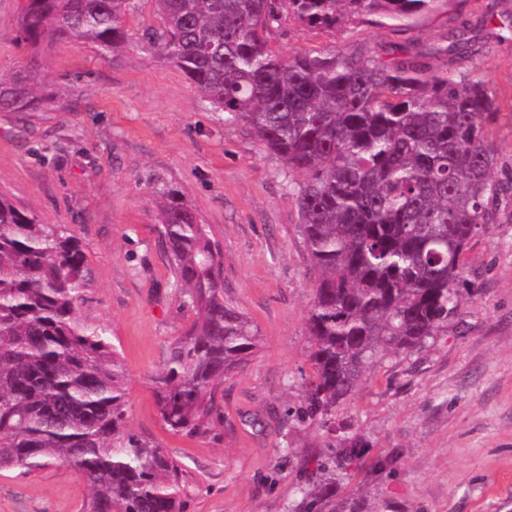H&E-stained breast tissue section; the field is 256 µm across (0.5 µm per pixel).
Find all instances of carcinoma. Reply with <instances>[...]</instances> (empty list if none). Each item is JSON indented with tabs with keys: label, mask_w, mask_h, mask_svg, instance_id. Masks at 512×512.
<instances>
[{
	"label": "carcinoma",
	"mask_w": 512,
	"mask_h": 512,
	"mask_svg": "<svg viewBox=\"0 0 512 512\" xmlns=\"http://www.w3.org/2000/svg\"><path fill=\"white\" fill-rule=\"evenodd\" d=\"M162 33L150 45L224 121L248 125L293 176L300 233L316 273L307 315L313 375L298 421L333 424L336 404L373 358L408 352L460 308L467 252L512 206L494 175L486 126L495 91L429 60L481 53L469 22L450 41L377 58L300 50L284 58L268 34L284 18L332 32L346 18L409 26L453 0H154ZM134 0H21L14 45L22 69L0 77V112L38 102L46 49L77 37L122 48ZM161 244L181 305L194 320L149 377L167 431L204 436L216 394L259 345L224 301L209 225L176 199ZM90 279L79 239L0 196V470L57 465L91 489L83 512H184V470L127 426L126 369L109 330L78 316ZM341 457L300 487L304 512H325L361 436H337Z\"/></svg>",
	"instance_id": "1"
}]
</instances>
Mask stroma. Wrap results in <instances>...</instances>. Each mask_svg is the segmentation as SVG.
<instances>
[{"label":"stroma","instance_id":"stroma-1","mask_svg":"<svg viewBox=\"0 0 512 512\" xmlns=\"http://www.w3.org/2000/svg\"><path fill=\"white\" fill-rule=\"evenodd\" d=\"M18 0H0V75L23 65L12 42ZM512 0H454L409 27L347 20L320 32L284 20L269 34L284 56L339 49L390 58L445 42L455 21ZM123 55L91 43L53 44L37 109L0 112V194L82 244L91 280L80 317L107 324L128 377L127 424L159 442L185 471V512H287L302 468L334 435L297 425L312 369L306 317L314 274L288 188V168L245 124L214 112L178 67L142 47L160 28L153 0L124 19ZM477 62H434L467 72L498 97L489 127L498 178H512V39L475 31ZM212 228L224 298L256 329L258 351L223 385L224 421L204 437L169 433L148 378L193 320L180 304L159 236L169 197ZM460 314L409 353L367 365L336 409L337 424L366 437L337 502L354 512H512V217L467 254ZM289 445L282 458L279 448ZM88 486L62 469L0 471V512H81Z\"/></svg>","mask_w":512,"mask_h":512}]
</instances>
